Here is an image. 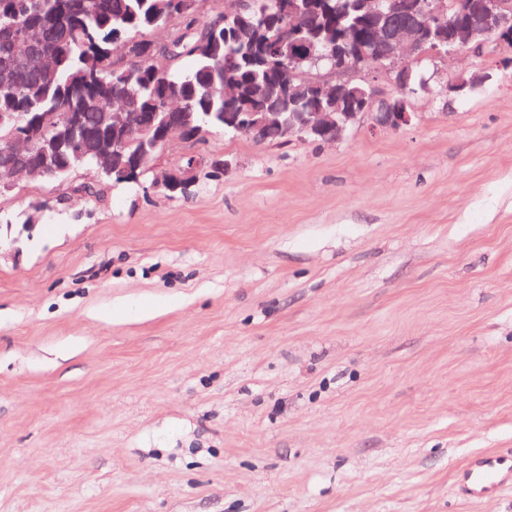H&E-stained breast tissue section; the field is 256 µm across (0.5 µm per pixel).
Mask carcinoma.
Instances as JSON below:
<instances>
[{
	"mask_svg": "<svg viewBox=\"0 0 512 512\" xmlns=\"http://www.w3.org/2000/svg\"><path fill=\"white\" fill-rule=\"evenodd\" d=\"M0 26L39 21L51 30L56 46L53 76L41 79L26 69L0 75L13 86L0 89V113L21 112L28 126L31 153L27 161L42 160L52 135L57 112H84L87 127L95 130L99 119L115 111L114 94L130 87L134 107L155 113V123L166 124L173 115L167 97L183 99V111L195 113L199 124L226 128V112H333L331 102L310 93L295 103L279 98V86L305 70L288 67L279 51L283 41H304L323 48L326 23L341 33L363 37L372 21L362 15L356 0H329L328 20L305 17L299 27L288 16L305 13L307 0H240L219 30L199 23L183 12V0H0ZM170 26L183 31L181 43L170 57L168 69L157 75L151 64L123 51V43L142 39L155 29ZM269 42L265 59L252 60V39ZM192 66L182 67L185 59Z\"/></svg>",
	"mask_w": 512,
	"mask_h": 512,
	"instance_id": "carcinoma-1",
	"label": "carcinoma"
}]
</instances>
